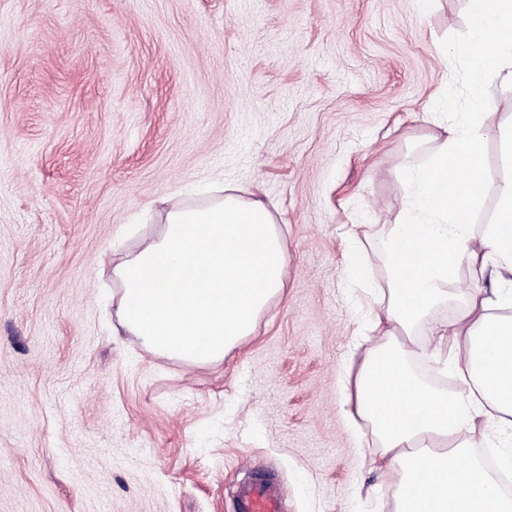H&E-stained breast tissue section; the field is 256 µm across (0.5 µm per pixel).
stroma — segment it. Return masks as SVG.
I'll use <instances>...</instances> for the list:
<instances>
[{
    "mask_svg": "<svg viewBox=\"0 0 512 512\" xmlns=\"http://www.w3.org/2000/svg\"><path fill=\"white\" fill-rule=\"evenodd\" d=\"M469 29V0H0V512H233L255 464L284 512H394L342 412L341 266L434 99L512 125L511 85L434 49ZM218 185L267 203L285 288L191 365L118 329L112 262Z\"/></svg>",
    "mask_w": 512,
    "mask_h": 512,
    "instance_id": "35a3bbf8",
    "label": "stroma"
}]
</instances>
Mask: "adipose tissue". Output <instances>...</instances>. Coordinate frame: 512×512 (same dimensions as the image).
<instances>
[{"mask_svg":"<svg viewBox=\"0 0 512 512\" xmlns=\"http://www.w3.org/2000/svg\"><path fill=\"white\" fill-rule=\"evenodd\" d=\"M452 51L469 62L474 83H512V0H470L469 36ZM490 137L512 159V126L494 124L485 110L449 112L430 162L404 172L401 219L381 239L388 277L373 314L380 342L346 364L345 418L375 434L370 467L395 473L396 512H512V496L470 452L489 421L512 431V176L486 163L481 146ZM489 196L495 214L473 232ZM287 265L261 199L173 207L159 237L112 268L119 323L158 354L193 365L223 360L282 292ZM464 266L491 286L459 300L448 286ZM441 304L454 315L432 333L457 343L445 362L456 381L448 391L410 365L422 351L417 325Z\"/></svg>","mask_w":512,"mask_h":512,"instance_id":"1","label":"adipose tissue"}]
</instances>
